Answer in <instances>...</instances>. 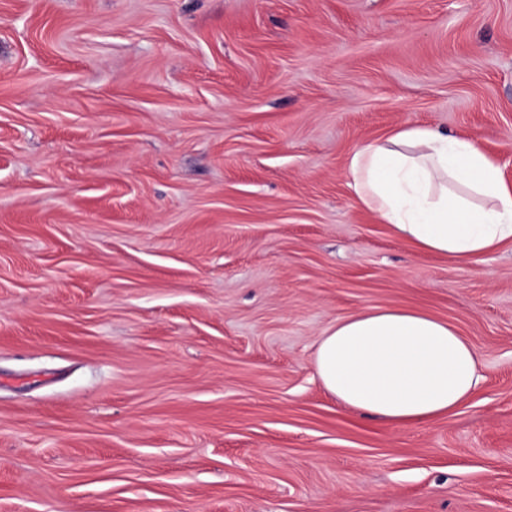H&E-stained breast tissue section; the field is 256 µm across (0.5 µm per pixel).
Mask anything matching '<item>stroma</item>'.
Listing matches in <instances>:
<instances>
[{"label": "stroma", "mask_w": 512, "mask_h": 512, "mask_svg": "<svg viewBox=\"0 0 512 512\" xmlns=\"http://www.w3.org/2000/svg\"><path fill=\"white\" fill-rule=\"evenodd\" d=\"M512 188V0H0V512H512V243L416 250L351 148ZM481 379L400 428L313 368L368 307Z\"/></svg>", "instance_id": "35a3bbf8"}]
</instances>
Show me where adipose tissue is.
Segmentation results:
<instances>
[{
	"mask_svg": "<svg viewBox=\"0 0 512 512\" xmlns=\"http://www.w3.org/2000/svg\"><path fill=\"white\" fill-rule=\"evenodd\" d=\"M358 200L420 249L461 263L512 242V190L473 142L424 127L352 149ZM479 353L448 322L397 307L338 320L313 358L344 406L408 426L447 415L478 382Z\"/></svg>",
	"mask_w": 512,
	"mask_h": 512,
	"instance_id": "ef3b65f1",
	"label": "adipose tissue"
}]
</instances>
